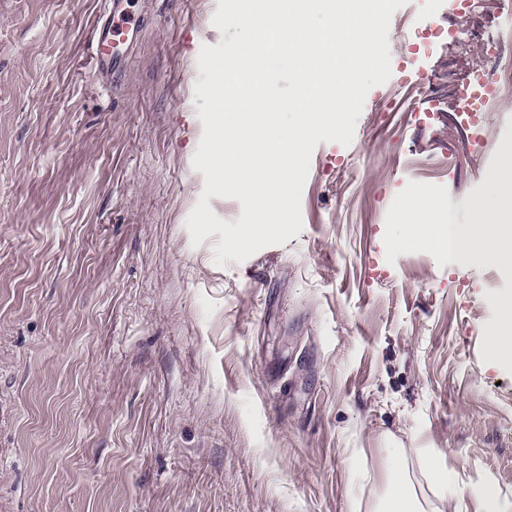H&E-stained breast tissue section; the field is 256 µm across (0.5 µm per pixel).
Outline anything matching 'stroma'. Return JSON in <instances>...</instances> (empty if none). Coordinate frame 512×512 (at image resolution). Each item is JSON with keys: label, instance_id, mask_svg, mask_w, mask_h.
I'll use <instances>...</instances> for the list:
<instances>
[{"label": "stroma", "instance_id": "obj_1", "mask_svg": "<svg viewBox=\"0 0 512 512\" xmlns=\"http://www.w3.org/2000/svg\"><path fill=\"white\" fill-rule=\"evenodd\" d=\"M101 0H0V512H374L399 450L512 500V372L483 361L498 267L388 262L409 182L457 222L508 127L475 152L456 89L512 0H407L391 76L350 145L319 142L303 229L245 261L192 245L204 188L195 85L218 0H138L122 79L102 85ZM468 19L420 50L427 27ZM426 77L431 91L411 96Z\"/></svg>", "mask_w": 512, "mask_h": 512}]
</instances>
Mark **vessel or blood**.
<instances>
[{"label":"vessel or blood","instance_id":"obj_1","mask_svg":"<svg viewBox=\"0 0 512 512\" xmlns=\"http://www.w3.org/2000/svg\"><path fill=\"white\" fill-rule=\"evenodd\" d=\"M103 3L95 26L94 59L100 74L109 78L129 59L144 18L134 13L128 0H103Z\"/></svg>","mask_w":512,"mask_h":512}]
</instances>
